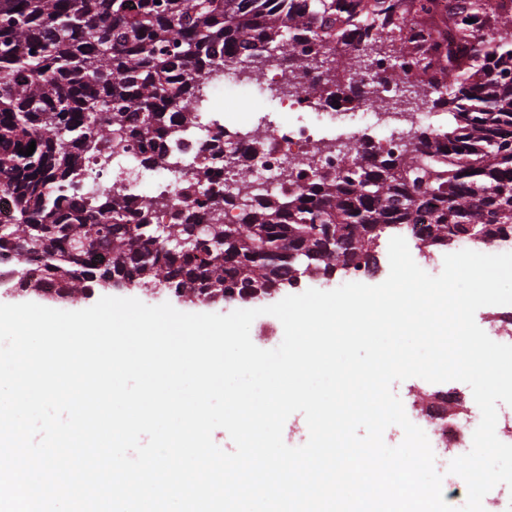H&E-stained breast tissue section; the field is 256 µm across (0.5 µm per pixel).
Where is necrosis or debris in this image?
<instances>
[{"label":"necrosis or debris","instance_id":"1","mask_svg":"<svg viewBox=\"0 0 512 512\" xmlns=\"http://www.w3.org/2000/svg\"><path fill=\"white\" fill-rule=\"evenodd\" d=\"M391 66V60L382 56L363 63L359 75L371 84L372 100H356L331 89L310 99L302 91L307 76L291 72L280 61L267 62L262 77L252 83L236 57H225L223 69L201 79L202 108L196 122L178 128L177 143L165 157L135 147L113 157L108 165L103 164L101 155L89 156L85 163L88 185L95 190L104 182H111L127 197L129 220L133 223L138 220L141 198L161 194L167 197L169 207L157 213V223H169L171 210L183 209L194 211L198 223L208 224L213 218L211 210L197 208L194 196L185 191L202 169L206 172L205 188L225 198L222 219L228 224L237 223L239 211L231 199L232 185L224 167L229 155L241 157L243 165L253 170L251 183L263 193L276 194L285 187L294 192L302 185L293 175L296 166L306 164L314 171L343 170L351 158L349 146L362 143L398 156L411 149L415 132L434 126L432 91H422L415 111L392 110L391 104L402 94L403 87L383 81V74ZM248 82L252 83L257 100L263 99L271 87H290V94L281 100L285 110L282 120L265 123L253 114L228 122L217 116L215 108L225 91ZM403 406L414 412L415 425L426 433L434 451L451 459L470 451L477 420L448 413L442 399L435 400L430 409L419 410L413 389Z\"/></svg>","mask_w":512,"mask_h":512}]
</instances>
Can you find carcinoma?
Here are the masks:
<instances>
[{
    "mask_svg": "<svg viewBox=\"0 0 512 512\" xmlns=\"http://www.w3.org/2000/svg\"><path fill=\"white\" fill-rule=\"evenodd\" d=\"M484 17L478 40L466 15ZM444 27L452 44L441 42ZM348 46L338 57L322 42ZM234 50L252 72L272 54L322 79L353 75L363 57L425 53L414 80L441 88L434 107L446 129L423 130L395 158L364 147L353 165L305 179L301 190L256 199L239 193L237 224H204L176 210L152 223L154 198L127 223L112 189L71 206L73 179L100 143L120 154L149 140L162 157L173 127L196 118L199 81ZM495 74L484 84L470 73ZM512 10L496 0H463L435 17L424 0H0V177L15 222L0 224V255L12 256L20 291L60 301L114 284H159L176 296L224 299L253 289L265 298L302 278L351 266L378 268L383 236L413 231L443 250L512 231ZM30 156L22 151L30 142Z\"/></svg>",
    "mask_w": 512,
    "mask_h": 512,
    "instance_id": "obj_1",
    "label": "carcinoma"
}]
</instances>
